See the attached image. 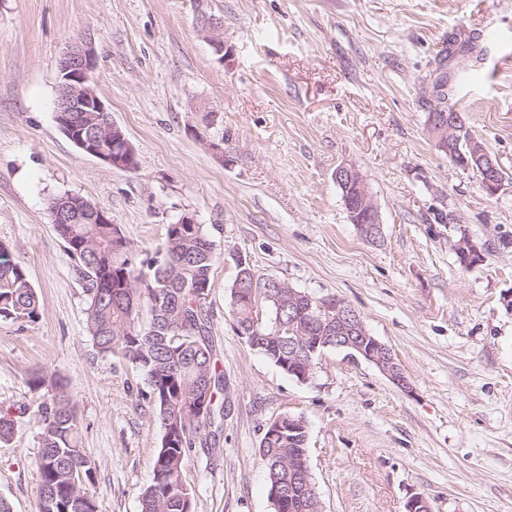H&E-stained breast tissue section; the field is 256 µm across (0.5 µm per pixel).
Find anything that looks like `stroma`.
Returning <instances> with one entry per match:
<instances>
[{
  "instance_id": "stroma-1",
  "label": "stroma",
  "mask_w": 512,
  "mask_h": 512,
  "mask_svg": "<svg viewBox=\"0 0 512 512\" xmlns=\"http://www.w3.org/2000/svg\"><path fill=\"white\" fill-rule=\"evenodd\" d=\"M220 18L223 53L197 24ZM92 85L134 145L129 172L80 153L56 120L58 65L80 39ZM512 175V0H0V244L41 303L0 322V498L38 512L37 377L63 382L98 512H140L162 431L143 375L100 354L85 285L51 220L64 194L117 224L145 267L188 213L218 261L206 301L224 430L193 449V512H273L259 444L284 412L308 424L323 512H512V182L486 195L426 126L438 80ZM220 150H213V143ZM362 173L383 226L352 224L334 179ZM469 233L485 261L459 265ZM354 308L406 376L325 349L306 382L235 329L236 257Z\"/></svg>"
}]
</instances>
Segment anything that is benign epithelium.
Instances as JSON below:
<instances>
[{
  "label": "benign epithelium",
  "mask_w": 512,
  "mask_h": 512,
  "mask_svg": "<svg viewBox=\"0 0 512 512\" xmlns=\"http://www.w3.org/2000/svg\"><path fill=\"white\" fill-rule=\"evenodd\" d=\"M198 23L202 29L212 34V41L218 52H223V45L218 37L222 27L221 19L205 12L198 15ZM94 64V54L91 43L84 41L68 49L60 59L58 67V83L65 89L66 95L57 99L56 120L67 131L73 129L69 113L71 112H101L106 113L104 102L91 87L89 72ZM447 109L440 105H432L431 114L427 123L429 132L435 136L448 155L455 159L466 170L474 171L479 177L482 190L493 196L504 186L505 176L500 171V164L486 148L473 136H467V157L457 158L453 151V144L461 139L466 131L462 118L450 119L446 116ZM112 130V141L121 145V150L108 154L93 143H80L85 154L94 156L105 163L126 171H134L139 167L138 156L125 132L115 123L109 124ZM335 179L347 181L354 185L357 195L358 207L349 208L350 215L361 213L355 224L361 234L371 241L382 236V225L379 221L378 211L369 195L365 179L359 170L349 164L336 168ZM456 252L461 265L466 267L477 266L485 259L484 245L474 241L468 234H463L456 245ZM329 334L336 335V342L332 346L347 351L353 359L361 358L376 365L390 379L402 388L408 382L395 360L392 350L384 343L372 336L360 315L353 309L345 306V302L336 301V326L329 328ZM290 372L297 373L302 381L311 379L312 366L310 360L303 357L299 349H294L288 355Z\"/></svg>",
  "instance_id": "1"
}]
</instances>
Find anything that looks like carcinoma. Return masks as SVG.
<instances>
[{"label": "carcinoma", "instance_id": "1", "mask_svg": "<svg viewBox=\"0 0 512 512\" xmlns=\"http://www.w3.org/2000/svg\"><path fill=\"white\" fill-rule=\"evenodd\" d=\"M75 134L112 148L97 112H79ZM96 206L81 198L70 224L55 228L76 259L87 294L86 321L100 353L119 356L140 370L148 384L162 430L152 463V482L141 492V512H192V489L185 466L196 444L206 446L224 420V376L214 357L206 299L217 262L214 241L201 224H170L148 276L136 272L117 225L93 224ZM248 280L260 285L253 302L232 298L236 331L247 344L283 372L302 340L316 360L326 349L320 329L336 312L329 298L302 293L295 308L265 295L267 277L251 268ZM147 307L148 324L140 322ZM39 299L27 273L0 245V321L33 324ZM41 451L34 460L40 512H97L88 492L94 470L82 453L75 407L56 392L38 404ZM307 430L277 431L267 424L260 442L273 512H316L308 508L303 485L288 465L306 449Z\"/></svg>", "mask_w": 512, "mask_h": 512}]
</instances>
